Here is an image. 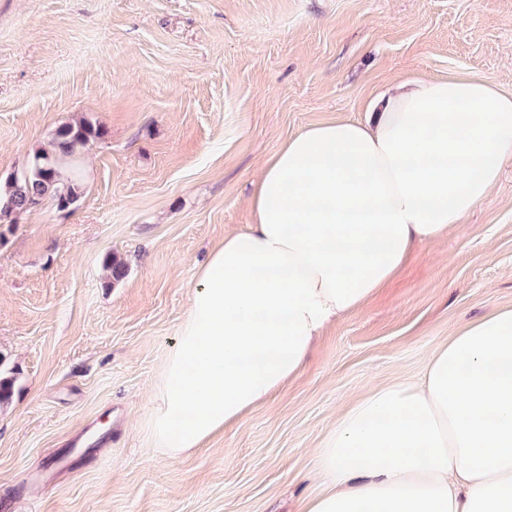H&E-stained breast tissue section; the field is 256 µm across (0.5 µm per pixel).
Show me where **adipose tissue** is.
I'll list each match as a JSON object with an SVG mask.
<instances>
[{
    "label": "adipose tissue",
    "instance_id": "obj_1",
    "mask_svg": "<svg viewBox=\"0 0 512 512\" xmlns=\"http://www.w3.org/2000/svg\"><path fill=\"white\" fill-rule=\"evenodd\" d=\"M512 156V92L466 75L398 82L365 122L312 124L268 156L249 229L199 265L149 412L176 458L295 377L419 243L462 223ZM303 512H512V309L455 330L422 379L355 400L316 449Z\"/></svg>",
    "mask_w": 512,
    "mask_h": 512
}]
</instances>
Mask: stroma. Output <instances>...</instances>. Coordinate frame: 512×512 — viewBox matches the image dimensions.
Instances as JSON below:
<instances>
[{"mask_svg": "<svg viewBox=\"0 0 512 512\" xmlns=\"http://www.w3.org/2000/svg\"><path fill=\"white\" fill-rule=\"evenodd\" d=\"M451 73L512 90V0H0V182L63 126L105 132L70 209L0 224V512H299L356 397L512 308L509 157L280 391L191 453L152 445L196 270L252 224L262 162L308 125L364 119L403 76Z\"/></svg>", "mask_w": 512, "mask_h": 512, "instance_id": "stroma-1", "label": "stroma"}]
</instances>
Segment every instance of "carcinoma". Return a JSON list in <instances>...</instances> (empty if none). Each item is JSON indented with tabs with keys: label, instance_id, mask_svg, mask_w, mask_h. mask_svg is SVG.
Here are the masks:
<instances>
[{
	"label": "carcinoma",
	"instance_id": "1",
	"mask_svg": "<svg viewBox=\"0 0 512 512\" xmlns=\"http://www.w3.org/2000/svg\"><path fill=\"white\" fill-rule=\"evenodd\" d=\"M104 132L90 125L66 126L56 135L54 150L39 151L29 166L0 187V223L36 208L46 197L67 210L79 197L82 169L79 158L87 143Z\"/></svg>",
	"mask_w": 512,
	"mask_h": 512
}]
</instances>
